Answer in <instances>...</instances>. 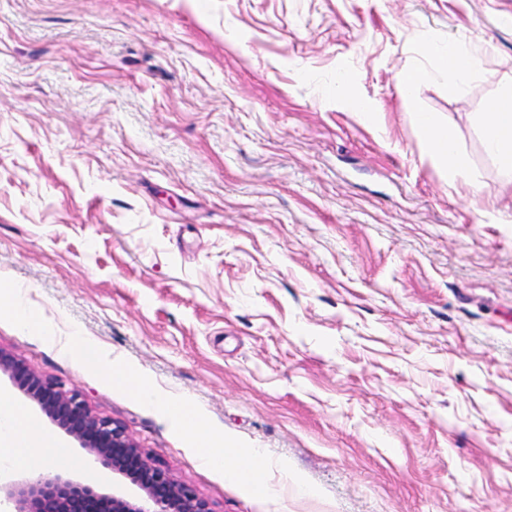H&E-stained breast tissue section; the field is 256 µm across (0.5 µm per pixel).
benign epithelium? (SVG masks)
Masks as SVG:
<instances>
[{
  "label": "benign epithelium",
  "mask_w": 512,
  "mask_h": 512,
  "mask_svg": "<svg viewBox=\"0 0 512 512\" xmlns=\"http://www.w3.org/2000/svg\"><path fill=\"white\" fill-rule=\"evenodd\" d=\"M20 379L23 393L67 435L75 439L95 464L112 469L137 488L128 499L112 495V512H212L209 503L191 488L174 481L167 468L143 453L125 428L110 418L92 413L76 392L23 369L0 350V375ZM136 460L138 471H129L119 460ZM102 497L92 484L68 473L45 469L17 477L0 469V512H93V500Z\"/></svg>",
  "instance_id": "obj_1"
}]
</instances>
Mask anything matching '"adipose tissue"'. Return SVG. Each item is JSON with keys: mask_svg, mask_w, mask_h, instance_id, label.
Here are the masks:
<instances>
[{"mask_svg": "<svg viewBox=\"0 0 512 512\" xmlns=\"http://www.w3.org/2000/svg\"><path fill=\"white\" fill-rule=\"evenodd\" d=\"M434 73L446 76L455 90H464L470 77L482 70L483 59L466 42L437 46L432 50ZM417 122L425 135L428 153L446 167L449 181L469 179L454 129L438 128L432 117L419 113ZM481 137L486 151L502 163V184L512 186V78L502 80L497 96L481 119ZM61 462L79 467L76 457L67 455L58 441L45 433L37 420L26 414L7 393L0 392V466L35 471L43 465Z\"/></svg>", "mask_w": 512, "mask_h": 512, "instance_id": "adipose-tissue-1", "label": "adipose tissue"}]
</instances>
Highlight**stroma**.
I'll return each instance as SVG.
<instances>
[{
    "mask_svg": "<svg viewBox=\"0 0 512 512\" xmlns=\"http://www.w3.org/2000/svg\"><path fill=\"white\" fill-rule=\"evenodd\" d=\"M455 41L467 90L405 93ZM509 76L512 0H0V275L315 489L256 498L49 340L0 321V349L212 512H512V223L483 214L512 193L480 134ZM417 122L424 132L428 153L445 165L448 180L454 182L459 178L465 179L475 190H479L480 182L469 173L460 155L455 130L450 126L447 129L438 128L432 117L425 112L418 113Z\"/></svg>",
    "mask_w": 512,
    "mask_h": 512,
    "instance_id": "35a3bbf8",
    "label": "stroma"
}]
</instances>
